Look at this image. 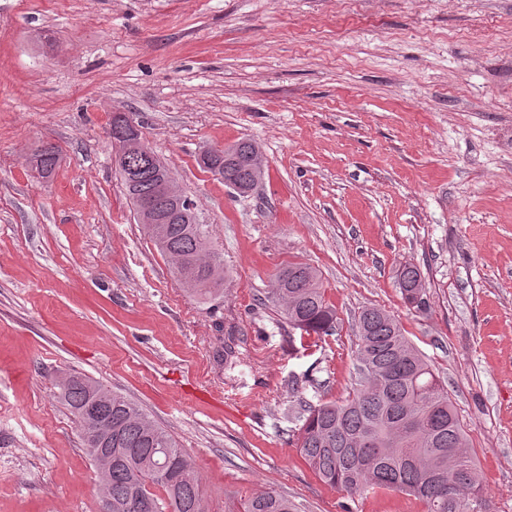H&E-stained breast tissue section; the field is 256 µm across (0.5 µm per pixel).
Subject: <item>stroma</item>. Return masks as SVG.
I'll return each mask as SVG.
<instances>
[{
	"mask_svg": "<svg viewBox=\"0 0 512 512\" xmlns=\"http://www.w3.org/2000/svg\"><path fill=\"white\" fill-rule=\"evenodd\" d=\"M117 112L209 224L222 294L191 295L138 223ZM242 139L266 171L248 196L199 162ZM45 142L47 183L29 167ZM291 261L341 319L311 346L265 299ZM408 263L426 312L397 287ZM373 305L445 382L492 512H512V0H0V512H100L58 397L74 372L170 431L207 512L263 490L298 512H424L349 497L295 446L291 388L348 396Z\"/></svg>",
	"mask_w": 512,
	"mask_h": 512,
	"instance_id": "35a3bbf8",
	"label": "stroma"
}]
</instances>
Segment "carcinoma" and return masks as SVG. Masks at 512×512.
Wrapping results in <instances>:
<instances>
[{"instance_id":"obj_1","label":"carcinoma","mask_w":512,"mask_h":512,"mask_svg":"<svg viewBox=\"0 0 512 512\" xmlns=\"http://www.w3.org/2000/svg\"><path fill=\"white\" fill-rule=\"evenodd\" d=\"M254 148L240 140L212 158L224 184L240 196L256 186L248 162ZM155 189L154 169L144 168L129 198L136 206L151 199ZM153 241L191 292L208 298L222 291V260L210 248L208 225L189 216L184 224L161 225ZM398 288L407 306L428 309L417 267H402ZM268 299L288 325L309 337L320 340L336 332V307L326 300L317 270L306 263L280 268ZM353 332L357 387L340 401L296 399L295 445L309 467L350 497L384 488L417 498L425 512H491L448 388L398 321L382 308L368 307ZM58 388L60 400L78 419L91 459L97 458L106 429H112V467L98 474L106 479L112 512H206L191 458L138 405L82 375ZM93 402L97 415L84 416ZM243 512H296V505L265 491L249 498Z\"/></svg>"}]
</instances>
